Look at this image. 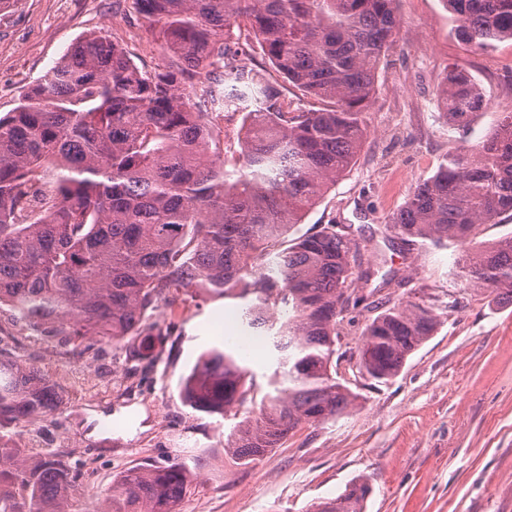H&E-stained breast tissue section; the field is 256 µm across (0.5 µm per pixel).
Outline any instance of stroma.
I'll list each match as a JSON object with an SVG mask.
<instances>
[{"label": "stroma", "mask_w": 512, "mask_h": 512, "mask_svg": "<svg viewBox=\"0 0 512 512\" xmlns=\"http://www.w3.org/2000/svg\"><path fill=\"white\" fill-rule=\"evenodd\" d=\"M402 22L378 70L367 110L369 134L351 171L310 209L301 235L323 224L353 226L363 256L410 279L411 300L455 296L441 324L385 383L363 376L357 349L364 317L343 324L336 376L361 398L345 414L301 426L261 462L242 466L224 454L234 417L182 404L180 387L203 351L247 336L233 303L181 294L156 310L165 332L148 371H133L129 345L103 344L82 363L60 355L56 340L9 327L21 358L33 359L69 390L64 406L34 423L14 425L16 444L51 448L82 461L75 512H99L101 494L124 470L202 455L180 512H311L354 478L372 492L364 512H512V304L487 288L468 290L459 275L462 248L407 249L384 230L449 147L473 145L494 129L498 112H478L468 132L448 127L437 90L448 68L469 74L486 98L512 96V42L486 51L460 42L442 0H398ZM105 31L135 64L153 72L168 56L135 0H17L0 10V116L16 108L83 36ZM140 389L117 394L118 381Z\"/></svg>", "instance_id": "obj_1"}]
</instances>
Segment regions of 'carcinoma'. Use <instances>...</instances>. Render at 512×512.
I'll use <instances>...</instances> for the list:
<instances>
[{
  "label": "carcinoma",
  "instance_id": "1",
  "mask_svg": "<svg viewBox=\"0 0 512 512\" xmlns=\"http://www.w3.org/2000/svg\"><path fill=\"white\" fill-rule=\"evenodd\" d=\"M397 0H136L170 58L139 69L99 31L81 39L0 117V317L56 338L81 360L94 341H137L152 361L162 330L151 313L188 288L239 299L248 326L280 353L259 408L250 370L231 346L197 359L180 398L194 411L242 419L224 442L240 465L261 461L303 424L342 415L360 395L336 379L343 312L375 308L345 290L398 272H358V244L326 224L291 231L354 165L368 135L366 108L401 20ZM456 37L492 48L512 41V0H443ZM246 28L275 71L320 109L284 106L278 82L229 58L227 31ZM219 72L213 81L202 71ZM448 126L465 128L483 92L455 68L439 90ZM242 112L234 168L214 128ZM512 212V112L473 146L449 148L385 229L414 248L467 250L465 279L512 303V234L474 241L480 224ZM424 304L384 305L361 332L359 369L381 381L434 335ZM66 389L37 364L0 349V512H73L81 473L52 450L31 453L3 432L60 409ZM187 460L135 467L112 480L101 512H178ZM355 478L313 512H364Z\"/></svg>",
  "mask_w": 512,
  "mask_h": 512
}]
</instances>
